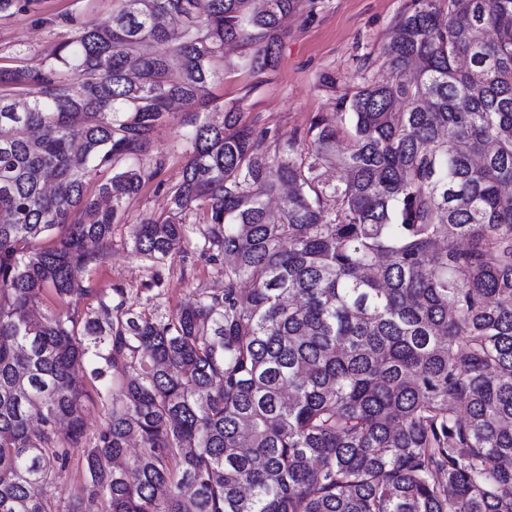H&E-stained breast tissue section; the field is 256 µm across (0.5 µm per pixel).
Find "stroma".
Returning <instances> with one entry per match:
<instances>
[{
  "instance_id": "stroma-1",
  "label": "stroma",
  "mask_w": 512,
  "mask_h": 512,
  "mask_svg": "<svg viewBox=\"0 0 512 512\" xmlns=\"http://www.w3.org/2000/svg\"><path fill=\"white\" fill-rule=\"evenodd\" d=\"M411 4L412 0H304L283 25L273 69L251 72L244 64L245 48L226 47L209 118L221 120L225 108L235 105L256 130L271 137L305 135L315 118L339 112L340 102L368 83L389 79L382 48ZM113 7V0H30L0 13V67L51 61L54 49L73 38L77 27L102 22ZM194 110V105H183L157 128L155 145L168 154L162 175L165 186L147 183L113 225L102 262L83 275L91 291L81 310H99L100 295L120 288L131 309L148 317L162 316L193 302L199 293L223 288V261H209L201 254L203 210L174 212L166 192L182 177L184 121ZM171 214L186 228L180 249L161 265L137 255L131 246L132 225L147 216Z\"/></svg>"
}]
</instances>
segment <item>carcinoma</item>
<instances>
[{"label": "carcinoma", "instance_id": "carcinoma-1", "mask_svg": "<svg viewBox=\"0 0 512 512\" xmlns=\"http://www.w3.org/2000/svg\"><path fill=\"white\" fill-rule=\"evenodd\" d=\"M116 2L52 61L0 68V512H59L73 448L64 512H512V0H413L392 80L301 139L272 144L235 106L192 115L182 178L157 187L205 210L224 288L160 318L102 299L103 323L70 309L78 273L162 174L157 127L208 106L225 45L273 66L300 7ZM183 238L171 216L132 225L146 259ZM48 292L61 309L40 311ZM85 482V475L82 464L81 450L72 451L68 470L64 474L62 487L60 491V505L64 508L67 501L72 497L82 494V487Z\"/></svg>", "mask_w": 512, "mask_h": 512}]
</instances>
